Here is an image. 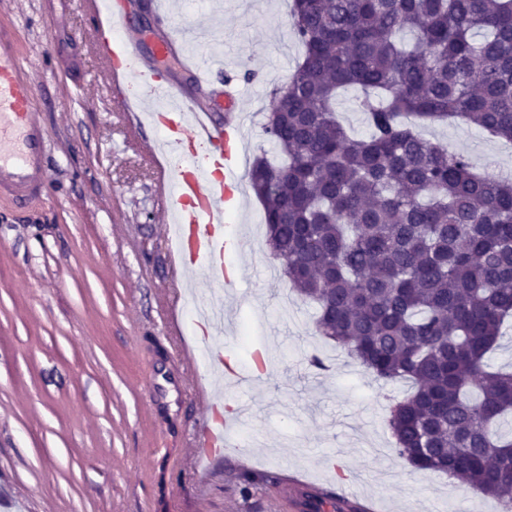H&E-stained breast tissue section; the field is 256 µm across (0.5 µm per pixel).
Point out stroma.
I'll return each mask as SVG.
<instances>
[{"instance_id":"1","label":"stroma","mask_w":512,"mask_h":512,"mask_svg":"<svg viewBox=\"0 0 512 512\" xmlns=\"http://www.w3.org/2000/svg\"><path fill=\"white\" fill-rule=\"evenodd\" d=\"M175 22L214 27V74L239 77L258 117L302 53L288 0H180ZM0 25L16 30L37 87L52 185L23 211L0 199V512H300L293 478L329 512L344 495L375 512H499L396 455L385 404L407 383H379L317 335L315 305L276 271L252 192L225 221L239 283L202 278L184 294L166 206L73 0H0ZM420 132L512 175V145L475 126ZM207 303L232 312L233 330L195 335L192 307ZM260 345L271 363L259 388L219 384L217 360L245 373ZM186 347L196 363L182 362ZM312 354L327 371L308 366ZM216 384L238 416L234 445L200 459L193 392Z\"/></svg>"}]
</instances>
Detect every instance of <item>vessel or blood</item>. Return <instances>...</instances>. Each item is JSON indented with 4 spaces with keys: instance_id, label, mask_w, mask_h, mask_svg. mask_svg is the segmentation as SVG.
I'll return each instance as SVG.
<instances>
[{
    "instance_id": "1",
    "label": "vessel or blood",
    "mask_w": 512,
    "mask_h": 512,
    "mask_svg": "<svg viewBox=\"0 0 512 512\" xmlns=\"http://www.w3.org/2000/svg\"><path fill=\"white\" fill-rule=\"evenodd\" d=\"M91 24L96 58L106 67L112 86L138 77L148 81L163 107L149 119L162 141L145 142L146 154L158 162L157 190L170 199L177 244L172 254L184 273L205 274L217 281H236L240 268L227 264L224 254V217L239 211L243 165L242 88L225 83L221 96L224 126L212 120V102L183 94L156 70L134 71L130 61L138 45L128 39L130 22L120 0H78ZM209 46L200 43L185 59L183 71L196 84L211 85L207 65ZM46 131L37 112V92L18 52L12 30L0 29V197L17 209L50 195ZM194 395L205 415L198 425L195 445L212 454L230 440L231 418L222 414L224 402L217 392L196 388Z\"/></svg>"
}]
</instances>
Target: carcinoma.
<instances>
[{"label": "carcinoma", "mask_w": 512, "mask_h": 512, "mask_svg": "<svg viewBox=\"0 0 512 512\" xmlns=\"http://www.w3.org/2000/svg\"><path fill=\"white\" fill-rule=\"evenodd\" d=\"M303 48L253 161L266 244L316 332L384 383L387 423L412 467L512 512V371L487 355L512 316V179L424 139L461 120L512 141V0H292ZM360 91L368 134L338 120Z\"/></svg>", "instance_id": "carcinoma-1"}]
</instances>
